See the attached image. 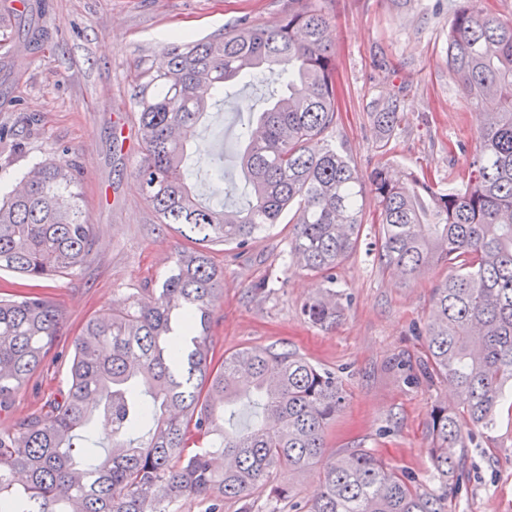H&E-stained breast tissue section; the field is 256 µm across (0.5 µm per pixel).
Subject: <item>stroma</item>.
Returning <instances> with one entry per match:
<instances>
[{
    "instance_id": "35a3bbf8",
    "label": "stroma",
    "mask_w": 512,
    "mask_h": 512,
    "mask_svg": "<svg viewBox=\"0 0 512 512\" xmlns=\"http://www.w3.org/2000/svg\"><path fill=\"white\" fill-rule=\"evenodd\" d=\"M10 2L0 0V127L8 132L0 139V178L22 177L56 157L59 147H70L83 171L93 245L79 271L35 289L0 270V297L34 289L62 315L42 366L0 411V433L66 391L72 342L83 323L159 287L186 245L175 227L159 223L133 174L140 152L137 74L182 34L208 38L242 18L270 27L288 9V0H47L43 48L23 56L16 52L19 18L10 14ZM327 2L341 108L332 143L369 172L378 159L372 114L396 93L403 120L388 144L394 172L424 171L442 187L461 185L467 157L453 146L474 149L480 124L460 79L448 70V20L463 0ZM265 92L260 84L237 85L209 106L187 161L200 199L244 205L228 191L242 178L237 133ZM290 229L285 221L274 225L243 252L213 248L223 274L209 336L215 358L272 347L335 371L348 401L325 430L327 453L358 446L435 488L429 414L450 389L443 382L406 381L402 365L418 361L424 350L415 330L444 269L405 279L382 267L372 250L375 228L365 224L356 253L337 270L336 287L352 301L336 328L324 330L301 313L323 284L289 263ZM476 442L464 451L462 481L448 512H512V399L499 407L492 429H477Z\"/></svg>"
}]
</instances>
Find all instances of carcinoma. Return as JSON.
<instances>
[{
	"mask_svg": "<svg viewBox=\"0 0 512 512\" xmlns=\"http://www.w3.org/2000/svg\"><path fill=\"white\" fill-rule=\"evenodd\" d=\"M322 0L288 10L272 27L185 38L137 77L142 194L161 224L192 246L158 288L90 317L73 340L67 391L0 434V512H175L187 497L224 512L280 470L320 466L319 488L293 512H448L476 428L495 424L512 394V20L468 6L448 23V69L482 109L467 181L444 191L379 162L365 176L329 143L338 120L336 53ZM279 86L241 128L243 208L205 205L186 182L187 147L212 94L237 82ZM394 98L372 113L385 151L401 121ZM377 203L375 256L406 278L436 264L419 373L448 382L456 408L434 404L433 490L364 448L328 455L324 434L346 401L336 372L302 355L245 348L214 363L209 343L222 274L214 245L244 249L294 210L288 257L325 284L302 315L332 328L342 316L336 269L356 250L363 199ZM79 165L69 150L0 199V270L32 281L69 276L92 245ZM61 312L38 296L0 298V409L40 368ZM246 398L245 429L224 417Z\"/></svg>",
	"mask_w": 512,
	"mask_h": 512,
	"instance_id": "cac0c4a2",
	"label": "carcinoma"
}]
</instances>
